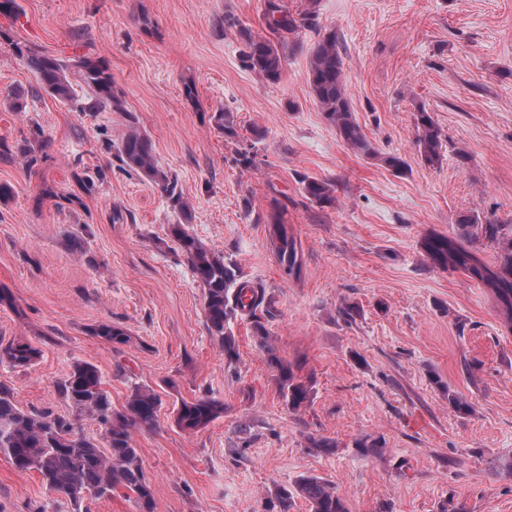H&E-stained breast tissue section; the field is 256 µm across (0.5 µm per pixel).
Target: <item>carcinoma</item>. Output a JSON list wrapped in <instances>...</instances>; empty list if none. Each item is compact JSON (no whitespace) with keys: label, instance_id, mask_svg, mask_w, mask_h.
<instances>
[{"label":"carcinoma","instance_id":"cac0c4a2","mask_svg":"<svg viewBox=\"0 0 512 512\" xmlns=\"http://www.w3.org/2000/svg\"><path fill=\"white\" fill-rule=\"evenodd\" d=\"M264 21L269 35L255 34L242 26L232 13L224 14V29L238 34L244 44L246 69L267 82L280 79L286 62L287 39L302 30L313 31L318 39L310 51L307 83L325 119L352 148L368 158H378L393 171L401 173L406 163L396 155H381L363 134L352 115L344 72V50L334 30H322L317 0H308L298 12H292L284 0H265ZM7 46L37 74L40 87L57 99H74L69 70L77 69L80 79L91 86L94 97L80 104L82 112H96L108 105L121 112L123 106L112 90V74L104 61L82 56L74 61L32 52L0 29V46ZM216 126L230 142L239 139L234 114L218 112L212 116ZM44 131H30L18 152L28 165L37 164L43 148ZM416 146L423 163L434 166L442 159V132L429 112L421 108L416 118ZM120 166L145 177L156 185L183 221L169 225V237L202 286L205 327L217 342L228 363L239 355L231 322L240 319L251 325L253 336L274 370L279 393L288 410L295 413L311 401L310 381L295 372V366L280 356L264 323L274 306L271 295L257 282L241 275L237 264L207 247L189 233L192 213L189 203L177 191V179L159 168L150 138L136 127L116 148ZM305 198L320 207L336 203L335 183L329 179L302 176L299 179ZM270 228L278 231L279 244L272 250L285 275L298 278L302 254L294 234L287 231L281 214L274 211ZM486 239L498 245V263L490 266L478 256L477 245ZM421 247L435 266L467 275L488 288L499 303L500 313L512 328V232L505 225L482 223L474 216L458 220V234L426 236ZM93 335L110 343L128 341L126 330L112 323L93 328ZM40 357V349L27 341H11L0 348V361L21 369L31 368ZM98 368L89 363H75L58 388L71 407L74 418L51 411L23 408L11 390L0 384V455L7 457L20 472L39 474L46 489L80 506L86 500L110 497L124 489L133 494L137 512H154V489L132 439V430L151 431L158 426L160 397L150 388L136 384L121 410L112 407L102 388ZM89 416L98 424L99 437L84 432L79 417ZM224 415V401L208 392L192 400H181L174 409V421L183 431H197ZM300 496L310 505V512H348L336 488L316 476H303L294 487H278L266 512H290L291 501Z\"/></svg>","mask_w":512,"mask_h":512}]
</instances>
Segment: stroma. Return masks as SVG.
<instances>
[{
	"mask_svg": "<svg viewBox=\"0 0 512 512\" xmlns=\"http://www.w3.org/2000/svg\"><path fill=\"white\" fill-rule=\"evenodd\" d=\"M17 3L23 24L0 15V26L40 54L103 60L123 109L79 112L0 47V139L19 142L36 126L48 137L36 166L0 156V183L13 188L0 202V289L16 302L0 306V340L41 350L27 370L0 362L16 402L69 414L56 384L77 362L100 370L114 407L132 383L153 389L159 425L132 437L155 512H263L275 487L304 475L332 484L349 512H512V329L486 288L427 263L420 248L428 234L456 235L463 215L512 225V0H318L322 27L346 49L354 116L381 154L407 161L401 174L325 120L306 81L314 33L289 42L278 82L245 68L224 14L265 33L263 0ZM422 108L443 134L435 166L415 144ZM224 110L253 149L252 168L232 161L237 144L212 119ZM133 126L177 178L190 233L273 296L267 327L312 384L306 409L288 411L247 322L232 325L236 364L208 335L203 289L167 236L179 213L113 155ZM303 174L334 180L335 206L306 200ZM46 182L65 202L39 200ZM275 206L302 246L297 279L268 249ZM110 321L129 343L93 335ZM205 390L223 416L180 430L176 400ZM452 392L472 412L453 409ZM311 435L335 440V452L309 447ZM367 435L382 452L356 448ZM34 502L76 512L0 456V512Z\"/></svg>",
	"mask_w": 512,
	"mask_h": 512,
	"instance_id": "1",
	"label": "stroma"
}]
</instances>
